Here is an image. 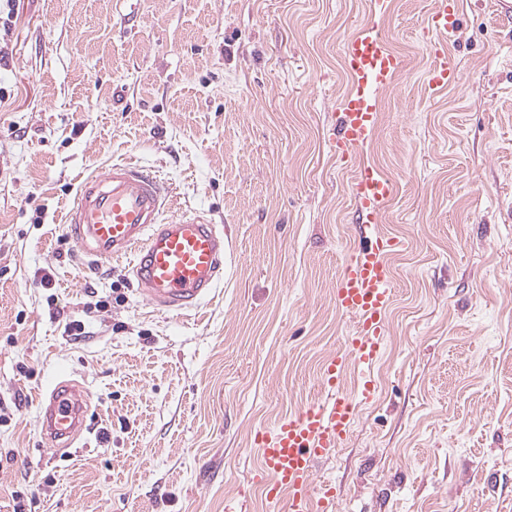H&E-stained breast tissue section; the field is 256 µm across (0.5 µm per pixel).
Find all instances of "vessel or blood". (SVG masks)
I'll return each mask as SVG.
<instances>
[{
    "instance_id": "1",
    "label": "vessel or blood",
    "mask_w": 512,
    "mask_h": 512,
    "mask_svg": "<svg viewBox=\"0 0 512 512\" xmlns=\"http://www.w3.org/2000/svg\"><path fill=\"white\" fill-rule=\"evenodd\" d=\"M457 25L448 0H436L430 28L440 34ZM344 64L351 80L342 98L340 120L331 146L341 159L355 157L376 125L377 100L405 66L391 50L374 21L348 36ZM424 85L436 95L460 80L443 47L429 54ZM351 196L359 214L361 244L354 249L336 280V305L359 319L358 329L320 369L328 398L281 416L257 435L262 464L259 483L266 501H287V512H313V467L341 446L360 404L376 392L371 368L386 341V318L393 303L390 256L400 246L383 234L379 221L394 194L390 179L369 165L355 172ZM176 200V189L155 169L121 161L84 177L66 216L69 236L97 261L129 259L132 274L147 301L168 311L192 309L210 294L224 272L223 232L197 211L171 219L163 213ZM355 375L354 394L341 392ZM39 425L46 440L62 450L71 447L86 428L87 391L63 380L40 396Z\"/></svg>"
}]
</instances>
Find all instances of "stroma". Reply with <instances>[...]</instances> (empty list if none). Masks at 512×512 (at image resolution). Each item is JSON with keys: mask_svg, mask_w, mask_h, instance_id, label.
Wrapping results in <instances>:
<instances>
[{"mask_svg": "<svg viewBox=\"0 0 512 512\" xmlns=\"http://www.w3.org/2000/svg\"><path fill=\"white\" fill-rule=\"evenodd\" d=\"M459 85L424 88L435 0L375 17L407 60L356 163L330 143L372 0H17L0 16V512H277L256 434L324 397L353 333L357 164L396 183L377 392L314 468L332 512H512V0H455ZM159 170L230 243L199 308L150 306L68 236L82 177ZM85 326L71 335L72 322ZM85 444L43 443L55 377Z\"/></svg>", "mask_w": 512, "mask_h": 512, "instance_id": "1", "label": "stroma"}]
</instances>
